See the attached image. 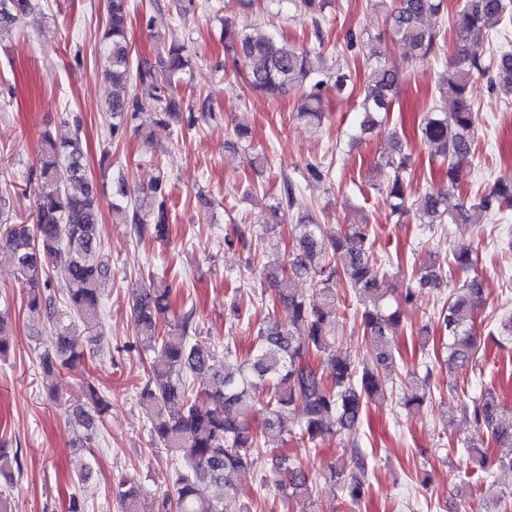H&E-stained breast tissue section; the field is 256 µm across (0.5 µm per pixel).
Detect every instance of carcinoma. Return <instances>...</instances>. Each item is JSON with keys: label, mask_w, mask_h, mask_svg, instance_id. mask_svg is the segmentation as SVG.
<instances>
[{"label": "carcinoma", "mask_w": 512, "mask_h": 512, "mask_svg": "<svg viewBox=\"0 0 512 512\" xmlns=\"http://www.w3.org/2000/svg\"><path fill=\"white\" fill-rule=\"evenodd\" d=\"M277 10L286 4L308 16L316 38L332 0H275ZM444 0H378L385 9L396 41L424 60L441 49L440 31L429 18L444 13ZM40 10L39 0H0V34L13 30L22 19ZM130 0H110L104 33V76L112 83V97L105 123L112 140L120 139L134 121L147 113L158 124L177 118L182 110L179 74L190 58L184 44L168 48L162 70L133 65L128 40ZM512 19V0H461L453 15L457 40L448 69L439 80L440 97L451 98V109L432 106L423 112L419 129L431 157L448 164V185L425 192L417 210L419 223L433 226L457 222L448 209V192L459 182V161L472 154L476 115L471 103L474 75L486 73L480 57L470 52V41L506 19ZM224 47L235 63L242 64L244 83L268 98L302 92L294 117L320 126L325 117V98L333 93L342 99L350 90V76L327 66L320 51L298 48L258 25L240 26L224 18ZM490 83L512 93V51L500 52ZM401 84L399 72L390 68L380 47L366 58V82L360 101L361 132L372 131L380 116L391 112ZM408 158L401 146L381 154L371 168L379 186L385 187L391 213L408 212L404 173ZM27 185L33 187L34 219L17 224L0 208V237L10 250L17 280L25 288L31 311L57 308L43 288L51 277L67 285L64 310L54 319L39 365L46 375H59L85 359L87 337L103 338L101 283L112 273L102 251L98 191L89 177L79 125L60 135L45 132L38 165L31 169ZM167 176L160 175L148 190L130 192L125 176L117 181L119 201L112 210L132 225L138 238L168 237ZM296 182L286 177L283 192L270 196V213L277 217L291 210ZM512 209V184H497L469 206V219L479 222L494 211ZM295 250L262 265L261 289L279 277L305 278L311 295L278 289L279 306L251 327L248 354L232 365L212 363L211 347L199 336L196 309L171 314L172 288L166 280L149 274L135 290V336L129 349L153 355L136 393L144 407L151 443L175 461L173 488L161 496V512H244L236 496L224 490L214 498L208 490L227 484L232 471L263 472L261 486L273 488L284 498L309 494V475L288 464L280 448H263L265 438L286 432L288 415L299 414V439L316 444L328 438L351 435L367 400L383 393L373 368L393 362L387 336L401 324L400 307L388 302V289L380 264L370 252L367 219L347 224L336 235L325 232L313 214L298 218L293 227ZM419 288H436L442 281L441 265L428 260L412 272ZM342 280L355 291L363 307L361 324L369 342V363L357 368L336 346V283ZM483 288L473 278L463 283L448 305L441 309L437 325L448 334V368L473 367L477 345L475 312ZM327 357L332 368L328 378L316 360ZM430 374H412L405 403L421 405L429 396ZM261 405L262 430L251 426L255 406ZM110 407L105 394L85 382L83 400L69 416L83 429L80 447L93 439L95 422ZM507 408L488 392L481 401L463 405L464 414L491 430L500 454L487 462L483 452L470 453L480 469L495 468L512 474V421L502 420ZM351 460L358 473L344 482L347 500L357 505L367 477L365 455L352 444ZM23 474L21 454L0 448V474ZM141 484L127 477L112 487L123 512H137Z\"/></svg>", "instance_id": "carcinoma-1"}]
</instances>
